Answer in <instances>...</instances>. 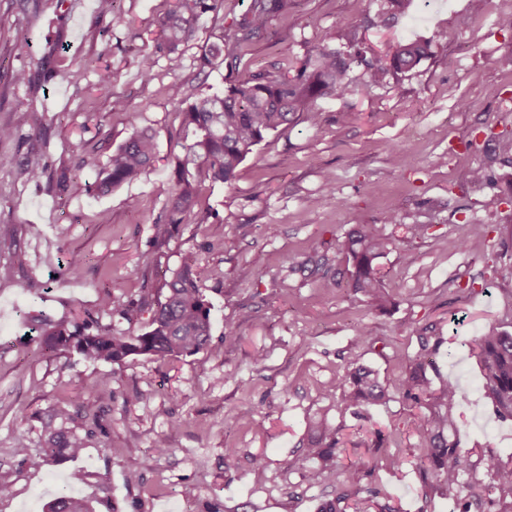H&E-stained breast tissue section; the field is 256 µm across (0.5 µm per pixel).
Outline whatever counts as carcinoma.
I'll return each instance as SVG.
<instances>
[{
	"label": "carcinoma",
	"mask_w": 512,
	"mask_h": 512,
	"mask_svg": "<svg viewBox=\"0 0 512 512\" xmlns=\"http://www.w3.org/2000/svg\"><path fill=\"white\" fill-rule=\"evenodd\" d=\"M410 0H379L368 26L383 27L390 18L405 12ZM288 7V0H252L247 14L238 23L236 42L251 39L274 15ZM224 10V0H173L170 8L158 19L159 52L174 55L194 36L203 20ZM214 41L200 57L202 69L219 65V60L232 52H224V31L213 34ZM430 54V44L420 41H400L389 46L386 62L370 61L361 50L354 52L324 47L307 57L291 76L286 74H250L228 81L226 87L195 98L185 95L183 87H168L171 98L187 103L182 112L183 137L181 154L173 168V192L166 212L152 224V241L163 245L171 237L172 227L185 215H194L201 224L218 221V217L199 208L202 184L226 183L234 177L237 166L265 136L283 125L303 118L310 124L318 122L315 103L323 98H340L352 91L348 73L355 63L364 65L362 89L384 83L388 76L413 70ZM132 133L108 161L100 163L95 153L88 151L83 164L98 171L97 193L104 195L113 189L138 180L152 165L156 155L154 134L131 120ZM390 245L387 238L370 226L352 230L338 241V251L351 263V288L356 293L385 302L381 292L382 279L374 261ZM204 271L194 263H185L172 273L165 283L164 300L151 312L146 330L114 333L109 326L97 322L48 320L41 323L38 344L49 353L76 351L90 362L123 364L136 356L171 359L195 354L210 348L211 305L202 292ZM440 339L419 337V350L408 360L405 374L393 381L382 382L378 372L354 363L339 381L331 383L328 393L340 394V412L357 421L368 419L367 411L380 405L396 392L410 400L420 413L415 432L420 436L419 473L423 482L444 493L461 486L470 466L469 452L458 441L457 410L466 400L467 391L442 375L432 359ZM483 370L481 391L491 400L495 414L512 419V335L489 334L475 344ZM85 417L98 424L96 402L104 391L97 378L86 380ZM59 424L45 426L42 454L30 459L39 468L47 462L65 456H77L86 447V439L65 427L68 413L61 409ZM312 439L307 457L317 463L308 471L312 477L328 470L336 479L340 491L323 512H393L378 502L380 490H368V497L354 504L351 487L362 479V467L340 464L345 452V426H333L325 419L311 425ZM490 483L470 493L477 501L497 495L512 498V465L495 457L486 461ZM47 512H91L81 497L63 493L49 505Z\"/></svg>",
	"instance_id": "cac0c4a2"
}]
</instances>
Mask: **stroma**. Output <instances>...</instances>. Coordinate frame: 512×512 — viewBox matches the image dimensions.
Here are the masks:
<instances>
[{
	"instance_id": "1",
	"label": "stroma",
	"mask_w": 512,
	"mask_h": 512,
	"mask_svg": "<svg viewBox=\"0 0 512 512\" xmlns=\"http://www.w3.org/2000/svg\"><path fill=\"white\" fill-rule=\"evenodd\" d=\"M251 0H224L179 55L157 52L156 18L169 0H117L99 15L96 0H0V124L17 125L0 140V467L12 470L11 496L0 512H43L60 493L89 499L93 512H320L336 496L331 476L303 480L311 420L339 421L330 382L351 363L382 379L404 373L423 335L442 337L434 360L470 391L459 408V442L470 453L464 489L426 492L417 470L416 407L400 397L370 412L383 449H349L343 465L369 468L364 487L387 491L394 512H461L470 488L488 483L486 460L512 463V420L498 419L479 389L471 353L488 332L512 334V0H413L409 11L366 33L384 50L398 40L431 43V55L390 83L318 101L317 124L300 121L269 134L238 166L231 183L204 184L202 207L218 224L185 218L162 249L150 226L172 191L168 158L178 152L181 107L168 88L224 87L225 66L199 69L212 28L236 48L242 73H284L318 48L345 45L362 25L352 0H290L251 40L236 43V23ZM150 69H143V59ZM107 67L112 82L100 84ZM29 75L14 80L16 71ZM129 109L113 110L114 96ZM36 111L39 128L18 125ZM156 134L158 160L139 180L112 194L61 192L67 169L93 184L87 151L108 158L133 126ZM43 164L28 181L26 162ZM480 167L478 184L462 180ZM332 183H325V176ZM498 206H490V199ZM137 207H130V200ZM481 232L459 248L456 225ZM364 224L393 241L375 264L391 306L378 311L348 286L351 266L337 239ZM426 224L422 238L407 225ZM83 256L79 268L71 255ZM187 262L206 271L212 305L210 350L178 359L139 357L122 365L89 363L75 353H42V316L96 320L113 331H142L118 308L156 306L172 272ZM338 283L324 291L322 283ZM110 295L114 305H101ZM368 339L355 344L358 331ZM106 389L99 430L84 417L87 377ZM87 437L80 455L30 467L57 409ZM164 448H156V441ZM267 462L256 480L255 457ZM84 481L70 485L72 472ZM138 472V483L126 481Z\"/></svg>"
}]
</instances>
